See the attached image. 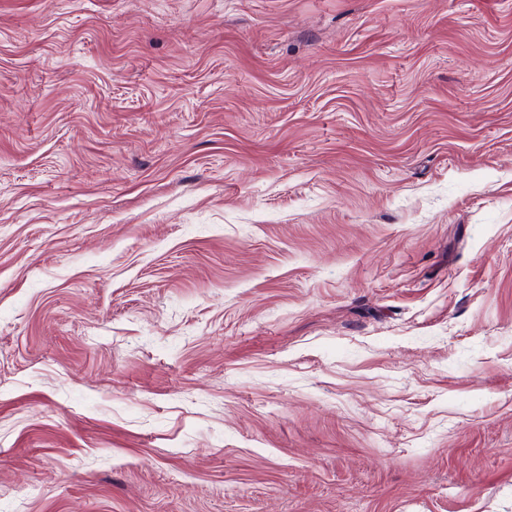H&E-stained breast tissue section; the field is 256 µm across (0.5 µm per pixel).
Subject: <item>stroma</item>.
Returning a JSON list of instances; mask_svg holds the SVG:
<instances>
[{
	"mask_svg": "<svg viewBox=\"0 0 512 512\" xmlns=\"http://www.w3.org/2000/svg\"><path fill=\"white\" fill-rule=\"evenodd\" d=\"M0 512H512V0H0Z\"/></svg>",
	"mask_w": 512,
	"mask_h": 512,
	"instance_id": "1",
	"label": "stroma"
}]
</instances>
